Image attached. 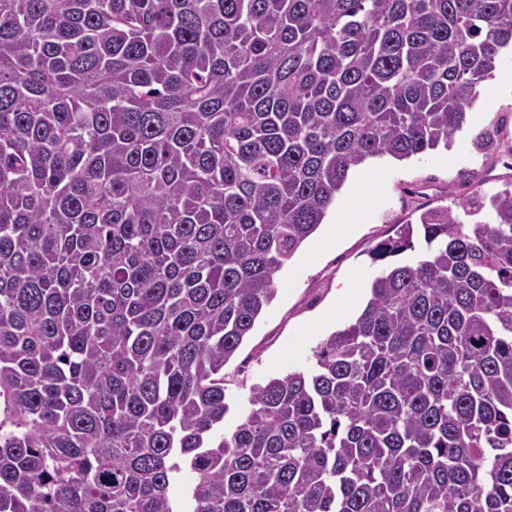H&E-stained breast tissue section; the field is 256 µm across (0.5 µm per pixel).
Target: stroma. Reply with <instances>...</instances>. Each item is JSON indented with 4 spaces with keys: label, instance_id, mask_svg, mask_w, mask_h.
<instances>
[{
    "label": "stroma",
    "instance_id": "stroma-1",
    "mask_svg": "<svg viewBox=\"0 0 512 512\" xmlns=\"http://www.w3.org/2000/svg\"><path fill=\"white\" fill-rule=\"evenodd\" d=\"M489 88L467 113V123L448 147H440L399 162L390 157L368 159L350 170L325 222L339 219L342 204L353 187L363 190V213L352 230L336 241L321 244L312 234L275 275L276 296L257 320L235 356L224 367L229 410L225 432L243 420L254 386L273 377L309 369L320 342L362 311L350 294H369L383 267L372 259L374 247L395 236L401 226L416 220L417 208H450L462 215L458 204L471 175L490 196L512 183L495 175L496 164L473 145L475 134L498 122L505 138H512V50L504 49Z\"/></svg>",
    "mask_w": 512,
    "mask_h": 512
}]
</instances>
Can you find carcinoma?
<instances>
[{"mask_svg": "<svg viewBox=\"0 0 512 512\" xmlns=\"http://www.w3.org/2000/svg\"><path fill=\"white\" fill-rule=\"evenodd\" d=\"M511 44L512 0H0V512H512V188L381 241L427 254L221 432L349 171Z\"/></svg>", "mask_w": 512, "mask_h": 512, "instance_id": "cac0c4a2", "label": "carcinoma"}]
</instances>
